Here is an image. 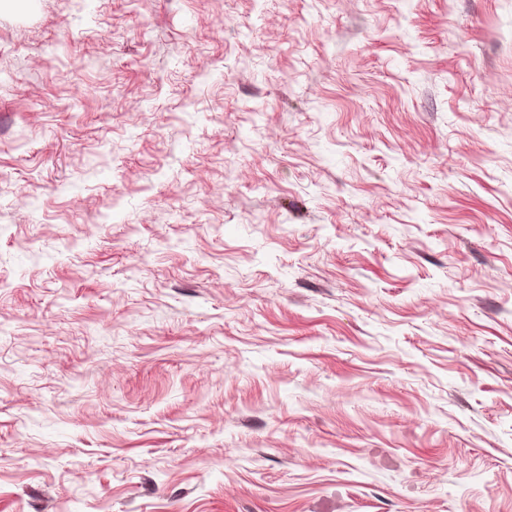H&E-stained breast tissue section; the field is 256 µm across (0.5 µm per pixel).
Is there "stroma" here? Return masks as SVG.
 Masks as SVG:
<instances>
[{"label":"stroma","mask_w":512,"mask_h":512,"mask_svg":"<svg viewBox=\"0 0 512 512\" xmlns=\"http://www.w3.org/2000/svg\"><path fill=\"white\" fill-rule=\"evenodd\" d=\"M0 512H512V0H0Z\"/></svg>","instance_id":"1"}]
</instances>
